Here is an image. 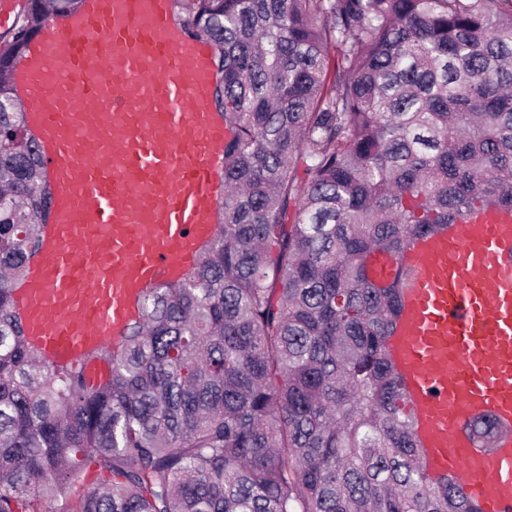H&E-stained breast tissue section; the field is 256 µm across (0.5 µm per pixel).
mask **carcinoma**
<instances>
[{
  "instance_id": "carcinoma-1",
  "label": "carcinoma",
  "mask_w": 512,
  "mask_h": 512,
  "mask_svg": "<svg viewBox=\"0 0 512 512\" xmlns=\"http://www.w3.org/2000/svg\"><path fill=\"white\" fill-rule=\"evenodd\" d=\"M82 7L27 0L0 43V512H478L422 464L409 272L365 260L512 213V0H173L230 132L217 232L91 385L17 313L50 188L15 74Z\"/></svg>"
}]
</instances>
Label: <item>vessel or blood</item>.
<instances>
[{"instance_id": "b4317fda", "label": "vessel or blood", "mask_w": 512, "mask_h": 512, "mask_svg": "<svg viewBox=\"0 0 512 512\" xmlns=\"http://www.w3.org/2000/svg\"><path fill=\"white\" fill-rule=\"evenodd\" d=\"M52 187L19 292L29 340L98 379L151 287L185 277L215 233L227 132L208 102L209 49L172 0H85L31 44L16 78ZM412 273L392 340L426 470L481 512H512V220L486 211L374 254L371 280ZM494 418L497 446L470 426Z\"/></svg>"}]
</instances>
